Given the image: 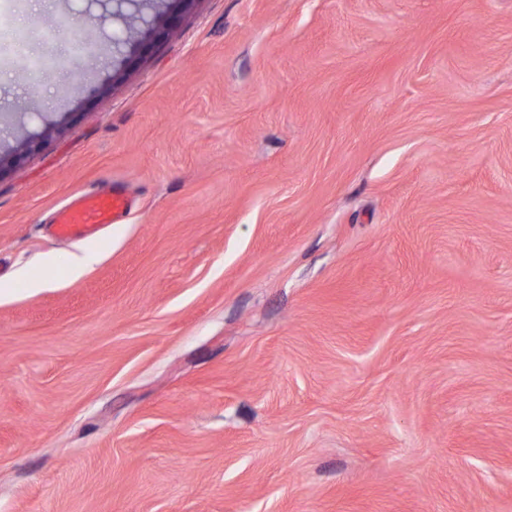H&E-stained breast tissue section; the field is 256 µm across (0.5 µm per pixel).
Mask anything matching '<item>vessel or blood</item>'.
Masks as SVG:
<instances>
[{"label": "vessel or blood", "instance_id": "b4317fda", "mask_svg": "<svg viewBox=\"0 0 512 512\" xmlns=\"http://www.w3.org/2000/svg\"><path fill=\"white\" fill-rule=\"evenodd\" d=\"M130 207L121 193L91 190L76 205L60 210L54 221L53 235L59 240H83L95 237L101 225L120 223Z\"/></svg>", "mask_w": 512, "mask_h": 512}]
</instances>
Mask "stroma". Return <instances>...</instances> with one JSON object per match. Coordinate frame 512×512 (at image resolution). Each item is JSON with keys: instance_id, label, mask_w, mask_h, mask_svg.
I'll use <instances>...</instances> for the list:
<instances>
[{"instance_id": "stroma-1", "label": "stroma", "mask_w": 512, "mask_h": 512, "mask_svg": "<svg viewBox=\"0 0 512 512\" xmlns=\"http://www.w3.org/2000/svg\"><path fill=\"white\" fill-rule=\"evenodd\" d=\"M0 11V512H512V0ZM130 207L121 193L90 190L73 206L60 210L54 221L53 236L58 240L95 238L103 224H119Z\"/></svg>"}]
</instances>
